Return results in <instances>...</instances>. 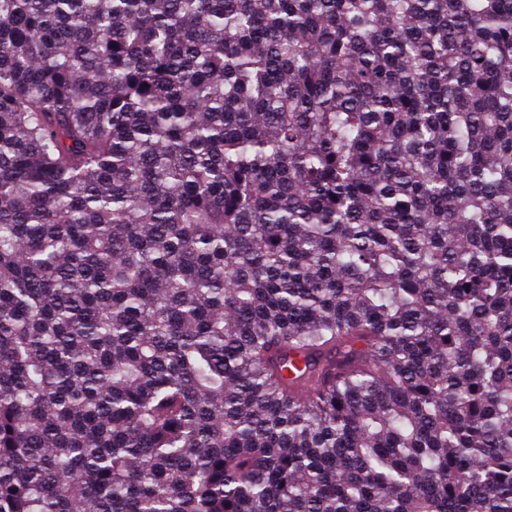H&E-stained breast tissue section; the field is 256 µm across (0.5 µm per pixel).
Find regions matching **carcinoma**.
Returning a JSON list of instances; mask_svg holds the SVG:
<instances>
[{
    "instance_id": "carcinoma-1",
    "label": "carcinoma",
    "mask_w": 512,
    "mask_h": 512,
    "mask_svg": "<svg viewBox=\"0 0 512 512\" xmlns=\"http://www.w3.org/2000/svg\"><path fill=\"white\" fill-rule=\"evenodd\" d=\"M0 512H512V0H0Z\"/></svg>"
}]
</instances>
